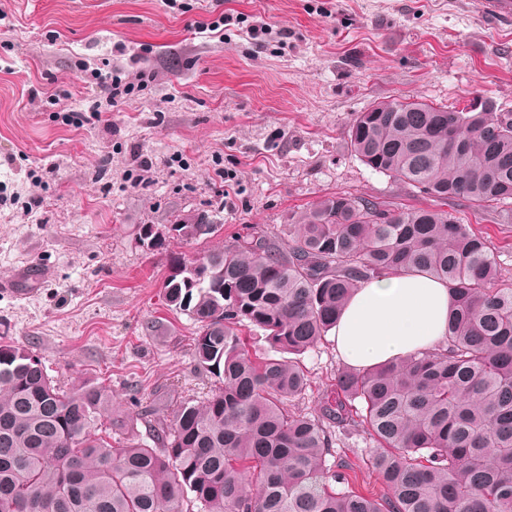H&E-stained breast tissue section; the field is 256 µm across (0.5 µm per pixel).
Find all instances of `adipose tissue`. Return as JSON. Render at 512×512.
Returning <instances> with one entry per match:
<instances>
[{"label":"adipose tissue","mask_w":512,"mask_h":512,"mask_svg":"<svg viewBox=\"0 0 512 512\" xmlns=\"http://www.w3.org/2000/svg\"><path fill=\"white\" fill-rule=\"evenodd\" d=\"M452 308L446 283L417 274L364 284L331 336L343 362L370 368L443 343Z\"/></svg>","instance_id":"1"}]
</instances>
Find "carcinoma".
Masks as SVG:
<instances>
[{
    "mask_svg": "<svg viewBox=\"0 0 512 512\" xmlns=\"http://www.w3.org/2000/svg\"><path fill=\"white\" fill-rule=\"evenodd\" d=\"M379 105L387 111L353 119L351 151L432 205L336 193L290 228L286 251L254 231L171 258L166 305L198 324L193 358L221 385L179 401L153 443L131 430L112 446L105 386L65 389L26 349L0 342V512H512V284H498L486 239L445 210L463 200L512 221V114L414 96ZM191 228L169 231L198 242L217 225ZM410 273L448 284L444 342L343 367L319 414L293 410L309 385L300 356L354 291ZM244 329L263 332L272 353L250 352ZM329 424L376 444L367 466L382 493L349 489L353 463L330 461Z\"/></svg>",
    "mask_w": 512,
    "mask_h": 512,
    "instance_id": "carcinoma-1",
    "label": "carcinoma"
}]
</instances>
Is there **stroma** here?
I'll use <instances>...</instances> for the list:
<instances>
[{
  "label": "stroma",
  "instance_id": "obj_1",
  "mask_svg": "<svg viewBox=\"0 0 512 512\" xmlns=\"http://www.w3.org/2000/svg\"><path fill=\"white\" fill-rule=\"evenodd\" d=\"M93 69L135 88L108 101ZM409 95L512 113V15L481 0H0V336L62 386L108 387L116 430L150 439L163 407L218 384L193 359L195 322L165 304L169 257L252 227L287 245L336 192L426 205L348 144L358 112ZM201 211L210 238L170 233ZM469 222L512 282V223ZM146 224L161 247L139 242ZM302 363L296 406L314 414L343 362L324 341Z\"/></svg>",
  "mask_w": 512,
  "mask_h": 512
}]
</instances>
